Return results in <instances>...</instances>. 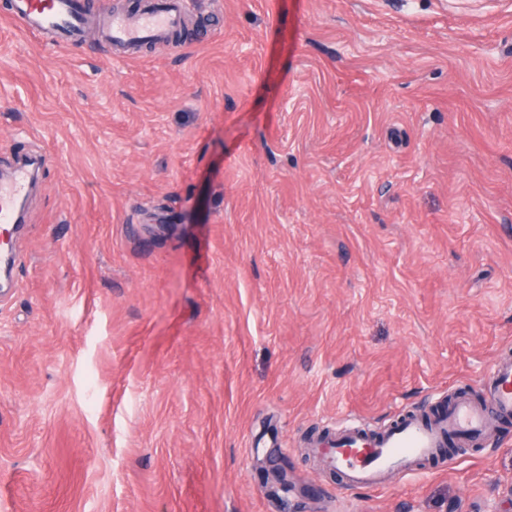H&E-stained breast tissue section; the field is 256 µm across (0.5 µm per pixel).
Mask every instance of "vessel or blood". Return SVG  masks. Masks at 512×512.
<instances>
[{"label": "vessel or blood", "mask_w": 512, "mask_h": 512, "mask_svg": "<svg viewBox=\"0 0 512 512\" xmlns=\"http://www.w3.org/2000/svg\"><path fill=\"white\" fill-rule=\"evenodd\" d=\"M83 0H10L13 20L36 37H72L84 17ZM188 0H150L137 13L116 9L105 15V48L143 47L172 42L182 33ZM30 175L27 167L15 169L10 180L0 183V224L16 223L18 205L23 201ZM512 418V360L497 363L493 386L486 405L460 399L447 415L434 420L409 419L374 440L352 431L342 435L327 455L342 477L344 486L377 484L380 474L428 459L454 436H480L487 413Z\"/></svg>", "instance_id": "obj_1"}]
</instances>
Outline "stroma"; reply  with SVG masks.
<instances>
[{"mask_svg": "<svg viewBox=\"0 0 512 512\" xmlns=\"http://www.w3.org/2000/svg\"><path fill=\"white\" fill-rule=\"evenodd\" d=\"M90 2L0 0V512H512L511 422L353 490L307 445L512 357V0H193L123 58ZM83 0H10L13 20L34 37L59 35L68 39L82 26ZM29 184L30 175L26 165L16 168L10 180L0 183V224L17 222L18 205L24 200Z\"/></svg>", "mask_w": 512, "mask_h": 512, "instance_id": "1", "label": "stroma"}]
</instances>
